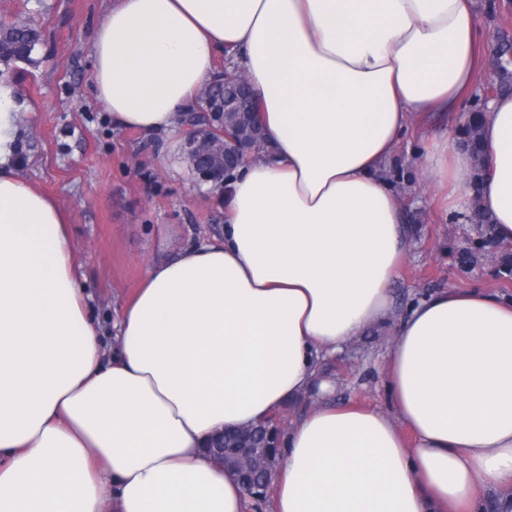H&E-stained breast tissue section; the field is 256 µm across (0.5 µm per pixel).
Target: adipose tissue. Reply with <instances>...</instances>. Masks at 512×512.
Returning <instances> with one entry per match:
<instances>
[{
    "label": "adipose tissue",
    "instance_id": "1",
    "mask_svg": "<svg viewBox=\"0 0 512 512\" xmlns=\"http://www.w3.org/2000/svg\"><path fill=\"white\" fill-rule=\"evenodd\" d=\"M472 0H112L92 41L114 125L175 137L229 52L271 141L224 189L220 238L150 265L106 335L67 212L13 170L0 79V512H252L203 452L312 394L284 431L272 512H512V299L448 288L401 318L390 411L336 405L323 362L392 310L407 253L384 163L458 115L486 71ZM480 205L512 243V94L482 120ZM451 213L471 156L427 133Z\"/></svg>",
    "mask_w": 512,
    "mask_h": 512
}]
</instances>
